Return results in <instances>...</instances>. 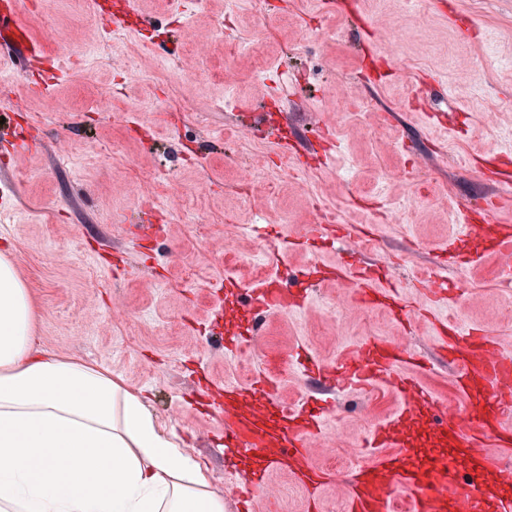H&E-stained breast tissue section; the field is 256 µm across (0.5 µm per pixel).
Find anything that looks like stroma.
<instances>
[{
    "label": "stroma",
    "instance_id": "stroma-1",
    "mask_svg": "<svg viewBox=\"0 0 512 512\" xmlns=\"http://www.w3.org/2000/svg\"><path fill=\"white\" fill-rule=\"evenodd\" d=\"M271 2L260 15L255 0L184 11L160 0H0V15L28 22L45 67L68 69L37 87L0 66V252L38 308V344L147 391L224 512H239L242 481L225 471L223 414L199 402L225 382L268 374L296 405L310 387L302 354L331 361L380 336L424 356L415 375L435 398H455L435 339L449 315L512 355V287L462 216L512 196V0ZM243 113L265 115L278 140L241 127ZM326 209L373 243L389 286L423 317L400 322L328 281L263 318L240 354L226 352L217 331L237 322L243 285L270 268L272 246L299 271L344 260L340 241L306 243ZM459 238L479 263L446 266L441 246ZM431 267L447 270L446 300L420 282ZM329 398L312 461L329 469L340 431L348 459L329 469L320 512H347L342 482L378 462L367 437L401 403L381 384ZM259 512H306V492L275 472Z\"/></svg>",
    "mask_w": 512,
    "mask_h": 512
}]
</instances>
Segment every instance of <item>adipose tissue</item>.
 <instances>
[{"label": "adipose tissue", "mask_w": 512, "mask_h": 512, "mask_svg": "<svg viewBox=\"0 0 512 512\" xmlns=\"http://www.w3.org/2000/svg\"><path fill=\"white\" fill-rule=\"evenodd\" d=\"M35 318L0 255V512H224L146 394L40 350Z\"/></svg>", "instance_id": "ef3b65f1"}]
</instances>
